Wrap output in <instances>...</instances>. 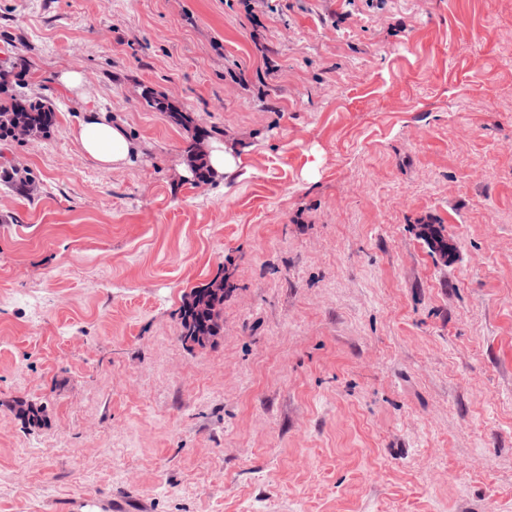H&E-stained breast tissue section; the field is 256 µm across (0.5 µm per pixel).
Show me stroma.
<instances>
[{
  "label": "stroma",
  "mask_w": 512,
  "mask_h": 512,
  "mask_svg": "<svg viewBox=\"0 0 512 512\" xmlns=\"http://www.w3.org/2000/svg\"><path fill=\"white\" fill-rule=\"evenodd\" d=\"M5 58L0 512H512V0H0ZM57 123V108L48 99H32L21 93H14L0 99V142L15 140L13 134L17 125L31 129L32 136L44 135ZM142 97L149 107L167 112V117L173 125L188 127L194 123V117L191 113L170 109L168 107L165 108V104L157 98L151 90H144ZM86 112L74 132L81 151L104 168L125 165L136 152V145L128 140L120 126L112 123L107 112L94 108ZM233 152L234 150L232 148L226 150V147H224L223 151L209 150L206 159L214 175H222L226 172L233 171L237 167L239 159ZM215 300L220 307V317H218V312L213 317L211 310H203L187 302L184 304L181 312V336H186V342L198 345L218 334L224 305V293L220 294ZM196 331H207L209 336H191Z\"/></svg>",
  "instance_id": "35a3bbf8"
}]
</instances>
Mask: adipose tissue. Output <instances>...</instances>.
<instances>
[{
    "label": "adipose tissue",
    "mask_w": 512,
    "mask_h": 512,
    "mask_svg": "<svg viewBox=\"0 0 512 512\" xmlns=\"http://www.w3.org/2000/svg\"><path fill=\"white\" fill-rule=\"evenodd\" d=\"M74 137L81 151L105 168L125 165L136 151L135 144L113 124L111 116L93 108L77 126Z\"/></svg>",
    "instance_id": "obj_1"
}]
</instances>
